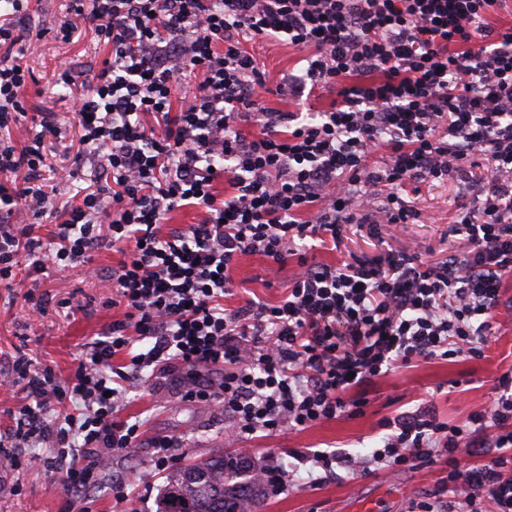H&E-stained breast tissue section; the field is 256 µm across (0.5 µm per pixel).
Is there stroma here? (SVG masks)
I'll return each mask as SVG.
<instances>
[{"label":"stroma","mask_w":512,"mask_h":512,"mask_svg":"<svg viewBox=\"0 0 512 512\" xmlns=\"http://www.w3.org/2000/svg\"><path fill=\"white\" fill-rule=\"evenodd\" d=\"M73 27L69 40L56 32L61 24ZM25 59L33 73L24 91L29 115L55 122L61 138L45 141L46 163L51 168L74 166L80 153V133L71 110L69 90L58 78L70 69L93 76L109 56L92 25L72 9V0H32L21 22ZM479 190L467 181L422 185L424 222L347 227L337 249L316 247L318 260L333 263L351 256H373L385 250H405L427 263L466 251L465 234L449 224L456 204L476 198ZM120 253L105 247L93 255L92 265L101 278L89 276L88 266L75 264L45 273L37 287H0V372L18 356L32 359L36 368L49 367L70 374L80 362L85 343L103 326L121 318L122 306L113 304L105 278L111 277ZM267 261L246 256L234 268L233 296L225 303L234 308L248 300L278 301L295 273L287 265L275 284H268ZM495 338L472 359H435L412 367L395 368L375 378L361 414L341 417L276 436H231L224 408L217 401L186 398L176 385L155 386L142 377L126 395L122 418L142 423L144 436L138 448L114 458L112 468L90 494L75 496L64 485L62 468L43 465L53 456L49 446L37 448L38 463L0 473V512H113L112 487L122 482L131 495L132 512H156L159 489L166 469L156 468L152 441L157 437L184 442L177 467L219 450H236L264 465L292 468L294 485L270 496L264 512H409L413 500L444 497L448 486V460L387 472L374 467L357 473L338 469L336 477L317 480L308 467L290 457L293 448L348 453L368 457L383 447L388 420L414 412L420 399L432 401L437 416L461 425L470 415L489 410L499 378L512 372V306L500 307L494 316Z\"/></svg>","instance_id":"35a3bbf8"}]
</instances>
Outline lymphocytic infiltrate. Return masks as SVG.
Wrapping results in <instances>:
<instances>
[{
    "instance_id": "lymphocytic-infiltrate-1",
    "label": "lymphocytic infiltrate",
    "mask_w": 512,
    "mask_h": 512,
    "mask_svg": "<svg viewBox=\"0 0 512 512\" xmlns=\"http://www.w3.org/2000/svg\"><path fill=\"white\" fill-rule=\"evenodd\" d=\"M499 0H74L111 48L92 83L69 72L84 154L94 175L70 204L59 187L72 169L42 174L50 124L24 146L7 132L26 120L19 20L30 0H0V284L27 273L88 264L103 246L123 318L82 350L78 369L32 370L16 358L4 384L24 402L0 435V465L30 462L47 442L72 490L96 483L112 456L137 447L141 424L119 419L131 384L149 367L177 374L188 397L223 403L238 435H276L360 413L355 394L383 370L430 359L478 357L512 275V28L488 22ZM287 40L299 70L272 77L247 45ZM334 92L329 108L301 115L261 106ZM253 120L256 132L241 128ZM383 164H371L379 151ZM477 204L454 221L469 249L425 263L406 251L324 263L306 239L339 243L348 224H409L423 183L476 177ZM230 189L219 196L218 182ZM199 223L168 226L172 212ZM59 217L49 237L44 216ZM271 275L296 273L278 302L225 307L244 256ZM147 341V352H136ZM220 379H211V371ZM470 427L441 421L431 404L390 422L372 460L389 470L448 453L471 512H512V375ZM69 411L55 423L52 403ZM496 456L459 470L457 453Z\"/></svg>"
}]
</instances>
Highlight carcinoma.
<instances>
[{
  "label": "carcinoma",
  "instance_id": "carcinoma-1",
  "mask_svg": "<svg viewBox=\"0 0 512 512\" xmlns=\"http://www.w3.org/2000/svg\"><path fill=\"white\" fill-rule=\"evenodd\" d=\"M268 486L264 467L219 451L169 473L157 512H263Z\"/></svg>",
  "mask_w": 512,
  "mask_h": 512
}]
</instances>
